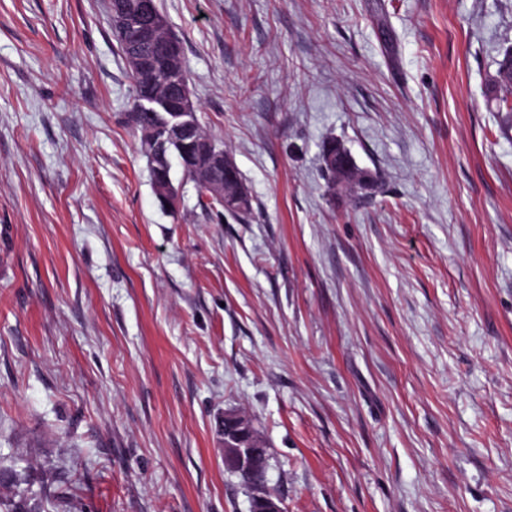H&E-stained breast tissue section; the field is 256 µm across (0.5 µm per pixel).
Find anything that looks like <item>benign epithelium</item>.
I'll list each match as a JSON object with an SVG mask.
<instances>
[{
  "label": "benign epithelium",
  "instance_id": "benign-epithelium-1",
  "mask_svg": "<svg viewBox=\"0 0 512 512\" xmlns=\"http://www.w3.org/2000/svg\"><path fill=\"white\" fill-rule=\"evenodd\" d=\"M112 25L126 38L129 66L136 72L150 73L167 64L174 53L173 45L158 37L167 21L157 0H138L134 8L129 0H112ZM135 111L149 118L142 135L152 145L149 159L155 173L154 190L163 205L173 207L177 202L178 194L169 176L175 159L218 200L235 203L247 196L224 151L202 149L197 112L177 73H171L163 83L151 85L137 101ZM174 147L178 149L176 154L172 153ZM324 167L336 174V186L341 188L350 182L362 187L373 182V175L358 170L341 146L326 149ZM264 447L265 440L244 416L234 410L224 411V461L228 467L250 472L253 458ZM266 483L264 476L251 481L250 512H284L281 500L267 490Z\"/></svg>",
  "mask_w": 512,
  "mask_h": 512
}]
</instances>
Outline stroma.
<instances>
[{
    "label": "stroma",
    "instance_id": "35a3bbf8",
    "mask_svg": "<svg viewBox=\"0 0 512 512\" xmlns=\"http://www.w3.org/2000/svg\"><path fill=\"white\" fill-rule=\"evenodd\" d=\"M108 5L0 0V512H250L228 409L285 512H512V0H159L244 224L161 206ZM324 167L336 174V186L344 188L350 182L362 187L373 182V175L368 171H359L351 155L341 146L331 145L324 153ZM266 447L263 437L244 416L234 410H225L224 461L239 474L241 483L248 486L251 482L253 490L250 512H284L281 500L267 490L265 476L251 481L250 476L244 474L250 472L257 452ZM269 461L267 449L254 459L253 472L267 475Z\"/></svg>",
    "mask_w": 512,
    "mask_h": 512
}]
</instances>
